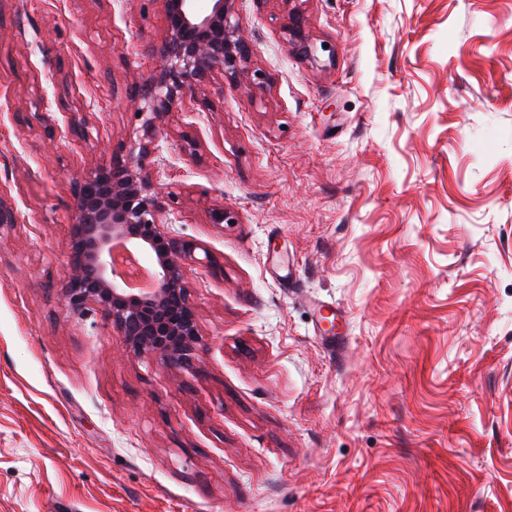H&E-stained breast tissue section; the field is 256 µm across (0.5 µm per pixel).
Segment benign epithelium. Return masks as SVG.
<instances>
[{
	"instance_id": "7a95c632",
	"label": "benign epithelium",
	"mask_w": 512,
	"mask_h": 512,
	"mask_svg": "<svg viewBox=\"0 0 512 512\" xmlns=\"http://www.w3.org/2000/svg\"><path fill=\"white\" fill-rule=\"evenodd\" d=\"M166 31L152 49L154 74L132 86L131 101L142 122L138 152L118 146L86 171L71 177L72 274L63 287L65 307L82 315L93 305L138 357H154L173 370L196 368L206 347L190 302L187 266L198 245L164 228L178 197L162 194L153 175L155 141L167 120L188 97H204L219 77L244 78L261 87L265 74L252 66L253 47L235 19L236 0H159ZM287 9L283 32L288 46L308 55L298 0ZM18 223L0 198V236ZM148 253L155 259L153 287L137 292V274L118 261L119 253Z\"/></svg>"
}]
</instances>
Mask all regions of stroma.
<instances>
[{"label":"stroma","mask_w":512,"mask_h":512,"mask_svg":"<svg viewBox=\"0 0 512 512\" xmlns=\"http://www.w3.org/2000/svg\"><path fill=\"white\" fill-rule=\"evenodd\" d=\"M301 12L313 59L280 0H237L268 85L155 142L170 231L214 259L186 269L203 362L173 371L62 296L65 179L135 142L162 7L0 0V512H512V0ZM287 9L288 22L283 26V32L286 35L285 39L288 46L295 52L301 55H309L312 48L308 42L305 34L302 14L296 2L299 0H280ZM292 4H294L292 6ZM342 320L343 315L338 308L326 304H321L318 307L317 329L324 335L321 336V339L325 341L326 344L334 347L342 340V337L338 336V333L335 332V322L340 323ZM322 323H328L330 327L328 329H323L321 327Z\"/></svg>","instance_id":"1"}]
</instances>
